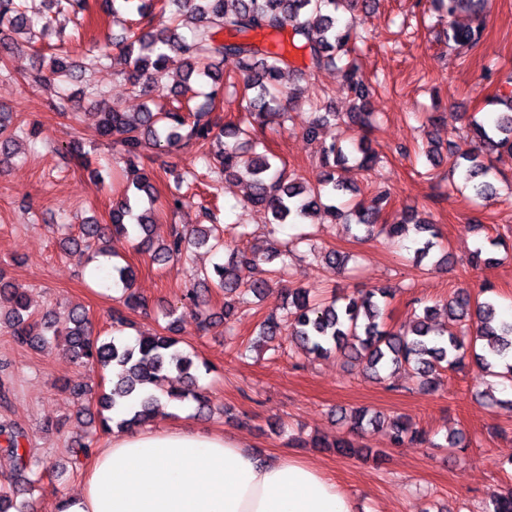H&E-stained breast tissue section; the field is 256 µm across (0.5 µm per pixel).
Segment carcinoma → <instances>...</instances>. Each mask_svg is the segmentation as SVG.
Wrapping results in <instances>:
<instances>
[{
	"instance_id": "obj_1",
	"label": "carcinoma",
	"mask_w": 512,
	"mask_h": 512,
	"mask_svg": "<svg viewBox=\"0 0 512 512\" xmlns=\"http://www.w3.org/2000/svg\"><path fill=\"white\" fill-rule=\"evenodd\" d=\"M105 11L115 12L125 7H136L141 17L139 26L130 30L117 42L128 67L126 78L131 92L155 103V98L169 93L177 102L172 108L144 106L129 119L125 113L108 107L98 113L102 135L120 143L130 168L147 152L174 146L186 140L204 148L213 139L220 140L215 152L202 151L201 159L213 173L226 179L243 177L248 187L247 202L270 214V232L281 224H303L316 210L334 221L347 225L354 223L365 232L364 238L375 233L387 232L392 237H402L413 232L420 260L428 258L438 246L439 233L434 225L419 220L414 211L401 212L399 219L386 223L390 207L387 191H380L368 199L354 204L341 200L347 187L336 178V167L354 159L362 170L371 169L378 156L371 147L368 133L374 127L373 113L367 111L370 85L361 75L359 66L349 59L361 36L354 24L342 21L341 15L351 11L356 0H164L176 10L168 19L154 23L151 6L136 0H103ZM431 7L448 17V39L460 47L477 44L484 32L481 18L483 0H430ZM467 13L474 24L459 28L455 17ZM37 25L23 7V0H0V33L32 30ZM291 28L293 40L307 52L306 70L296 71L303 80L315 70L342 66L349 96L354 101V111L346 113L347 129L357 131L348 137L350 152H345L342 142L322 144L320 157L328 167L324 179L315 185L304 183L297 174H286L278 168L277 156L254 137L255 127L268 125L279 116L274 104L282 95L293 98L295 90H284L285 74L292 72L291 63L281 52H273L254 42H225L219 35L225 31L235 35L250 32H280ZM108 58L107 48L95 46L89 50L82 65L68 62L64 52L50 58L38 56L39 66L27 80L33 86L47 81L66 84L102 65ZM231 59L233 74L224 76L219 65ZM210 81L206 100L192 106L183 101L188 86L193 81ZM241 88L244 102V120L219 123L216 101L227 88ZM505 111L497 113L493 121L471 120L472 141L478 148L506 149L512 152V90L495 97ZM19 127L11 126V113L0 112V160L18 155ZM452 170L460 171L464 186L477 198L496 195L493 184L484 180L488 167L480 161V154L471 149L451 154ZM156 189L147 173L137 174L126 186L123 195L112 205L111 224H101L89 219L79 227L78 238L66 236L63 243L82 245L92 253V258H112L111 241L114 236L135 234L138 245L151 253L153 260L167 263L187 256L189 247L210 244V250L219 252L227 248L224 239L216 234L217 228L197 224L189 230H174L168 239L155 243L151 227L155 222L154 203ZM288 253L273 250L267 256L258 251L231 249L222 263L197 274L192 287L186 289L185 304L199 305L201 293L209 288H219L226 295H237V301H224V315L229 321L236 306H247L246 295L255 297L265 292L269 285L263 280L246 283L243 272L260 261L281 260L288 266ZM105 287L120 284L124 307H146V301L134 288L135 273L128 265L112 264L98 267ZM491 287H482L474 296L460 288L445 305L448 320L458 325L476 318L474 330L467 328L434 329L431 317L436 308L421 299L414 300L420 309L414 321L398 329L385 327L383 308L393 298L388 287L353 292L330 301L318 299L309 288L288 289V311L284 315L270 314L260 325L259 339L268 342L278 335L282 326L295 337L298 347L307 354L326 357L339 353L364 364L369 376L378 379L381 372L407 374L423 390L436 386L439 371L461 366L467 355L484 373L512 387V320H496L497 305L485 296ZM175 310L168 311L170 320L163 327L164 333L142 336L129 344L119 336L102 339L92 335L85 310H70L65 322L49 315H39L30 310L27 296L5 280L0 271V326L10 330L14 341L21 346L43 349L52 343H63L75 362L90 370L116 371V381L110 392L95 400L96 416L102 431L120 430L143 425L150 421L163 402L192 400L198 410H210V397L198 384L200 368L198 357L179 347L175 337L178 319ZM173 374L179 385L161 391V395L145 393L149 386ZM351 422L350 430L363 429V422L381 424L380 414L367 416L364 409L341 413ZM389 422L390 439L396 446L421 447L429 443L428 434L410 421L395 417ZM23 431L13 424L0 425V439L14 459V475L6 485H0V512H29L28 504L17 502L21 489H32L46 469L39 468L38 460L30 449L21 444ZM93 438L75 440L67 448L70 462L79 465L93 453ZM343 456H361L364 449L356 447L344 437L328 445ZM488 512H512V489L494 493Z\"/></svg>"
}]
</instances>
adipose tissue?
Returning a JSON list of instances; mask_svg holds the SVG:
<instances>
[{
    "label": "adipose tissue",
    "mask_w": 512,
    "mask_h": 512,
    "mask_svg": "<svg viewBox=\"0 0 512 512\" xmlns=\"http://www.w3.org/2000/svg\"><path fill=\"white\" fill-rule=\"evenodd\" d=\"M63 512H357L319 467L191 424L132 428L96 449Z\"/></svg>",
    "instance_id": "adipose-tissue-1"
}]
</instances>
